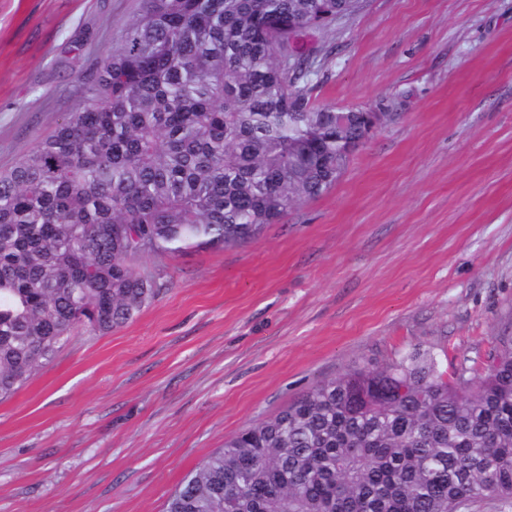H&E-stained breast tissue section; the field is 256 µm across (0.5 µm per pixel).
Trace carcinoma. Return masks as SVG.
<instances>
[{
	"label": "carcinoma",
	"instance_id": "carcinoma-1",
	"mask_svg": "<svg viewBox=\"0 0 512 512\" xmlns=\"http://www.w3.org/2000/svg\"><path fill=\"white\" fill-rule=\"evenodd\" d=\"M88 96L0 172V399L73 332L132 321L162 289L130 265L255 238L348 168L368 112L312 97L299 36L360 0H139ZM477 373L429 353L350 369L248 425L165 512L512 509V336Z\"/></svg>",
	"mask_w": 512,
	"mask_h": 512
}]
</instances>
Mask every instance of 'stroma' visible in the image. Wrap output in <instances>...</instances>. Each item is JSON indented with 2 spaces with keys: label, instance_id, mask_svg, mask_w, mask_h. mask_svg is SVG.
Returning <instances> with one entry per match:
<instances>
[{
  "label": "stroma",
  "instance_id": "1",
  "mask_svg": "<svg viewBox=\"0 0 512 512\" xmlns=\"http://www.w3.org/2000/svg\"><path fill=\"white\" fill-rule=\"evenodd\" d=\"M137 0H0V171L75 111ZM313 95L384 113L334 187L224 249L140 255L163 290L77 330L0 403V512H162L232 434L417 349L512 335V0H363Z\"/></svg>",
  "mask_w": 512,
  "mask_h": 512
}]
</instances>
